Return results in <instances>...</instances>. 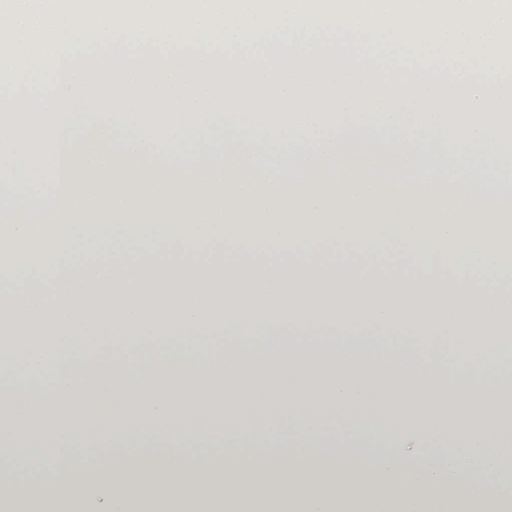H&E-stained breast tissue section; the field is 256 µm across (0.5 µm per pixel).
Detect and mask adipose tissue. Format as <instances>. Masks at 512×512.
Returning <instances> with one entry per match:
<instances>
[{
	"label": "adipose tissue",
	"instance_id": "obj_1",
	"mask_svg": "<svg viewBox=\"0 0 512 512\" xmlns=\"http://www.w3.org/2000/svg\"><path fill=\"white\" fill-rule=\"evenodd\" d=\"M0 156V512H512V124L0 110Z\"/></svg>",
	"mask_w": 512,
	"mask_h": 512
}]
</instances>
